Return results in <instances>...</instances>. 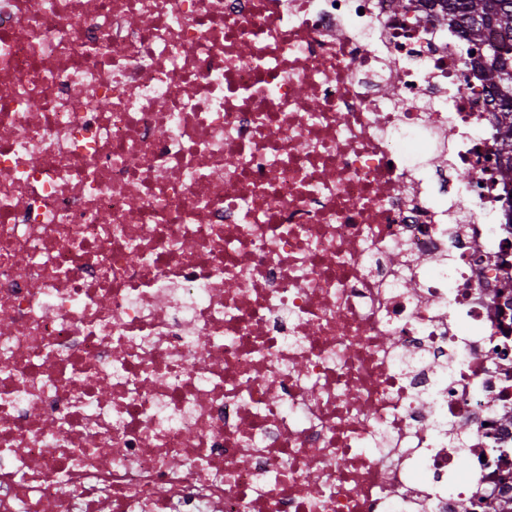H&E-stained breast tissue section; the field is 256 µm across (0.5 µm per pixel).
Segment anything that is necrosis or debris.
Masks as SVG:
<instances>
[{"label": "necrosis or debris", "mask_w": 512, "mask_h": 512, "mask_svg": "<svg viewBox=\"0 0 512 512\" xmlns=\"http://www.w3.org/2000/svg\"><path fill=\"white\" fill-rule=\"evenodd\" d=\"M472 48L426 0H0V512H512Z\"/></svg>", "instance_id": "obj_1"}]
</instances>
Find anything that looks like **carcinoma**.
<instances>
[{
  "label": "carcinoma",
  "mask_w": 512,
  "mask_h": 512,
  "mask_svg": "<svg viewBox=\"0 0 512 512\" xmlns=\"http://www.w3.org/2000/svg\"><path fill=\"white\" fill-rule=\"evenodd\" d=\"M448 26L481 41L482 52L465 63L489 88L500 113L499 163L512 173V0H435Z\"/></svg>",
  "instance_id": "carcinoma-1"
}]
</instances>
